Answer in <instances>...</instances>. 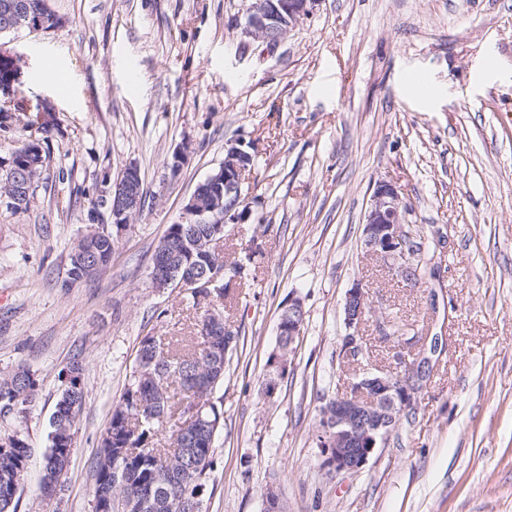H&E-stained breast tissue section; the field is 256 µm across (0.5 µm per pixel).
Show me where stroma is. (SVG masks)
Returning a JSON list of instances; mask_svg holds the SVG:
<instances>
[{
    "label": "stroma",
    "instance_id": "obj_1",
    "mask_svg": "<svg viewBox=\"0 0 512 512\" xmlns=\"http://www.w3.org/2000/svg\"><path fill=\"white\" fill-rule=\"evenodd\" d=\"M252 0H48V32L0 35L20 59L15 98L29 109L0 130V157L54 127L28 211L0 205V374L26 366L39 389L0 438L31 448L18 512H94L92 470L143 337L189 335L199 309L154 287L155 249L185 221L195 186L242 138L246 217L222 250L260 252L227 290L239 343L224 364V427L203 512H512V0H317L275 48L241 37ZM62 70L61 85L40 78ZM188 147L178 175L168 163ZM130 164L144 208L114 228L107 200ZM385 180L421 227L428 252L410 287L362 246ZM114 238L110 265L65 287L89 226ZM369 292L360 333L375 364L389 349L377 318H396L447 350L416 419L358 473L321 467V408L354 370L341 357L345 294ZM306 318L276 396L262 386L283 305ZM83 368L86 397L70 465L40 491L60 372Z\"/></svg>",
    "mask_w": 512,
    "mask_h": 512
}]
</instances>
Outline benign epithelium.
Here are the masks:
<instances>
[{"mask_svg": "<svg viewBox=\"0 0 512 512\" xmlns=\"http://www.w3.org/2000/svg\"><path fill=\"white\" fill-rule=\"evenodd\" d=\"M316 0H261L253 6L240 27L243 38L260 40L273 47L288 36L291 29L310 15ZM39 15H31L27 0L11 4L7 19L0 22V33L28 27L44 30L58 27L48 2L38 6ZM246 141L230 143L224 163L217 171L199 182L185 210L193 224H211L213 243L224 240V228L236 224L242 216L244 200L243 173L251 164L252 155L245 149ZM0 169L9 174L7 190L0 193V203L13 206L20 193L33 183V168L19 167L10 160L0 161ZM142 179L135 166H128L112 184L109 204L111 223L121 227L140 213ZM408 208L395 187L379 181L373 188L370 206L363 223V245L366 252L380 259L401 278H406L411 258L406 249L405 224ZM239 268L230 275L221 270L213 275L206 288L223 293L225 283H234L244 274ZM152 280L158 288H177L183 292L197 285V279L178 277L171 269L155 268ZM365 289L356 283L349 288L344 301V323L351 333L344 337L343 355L351 361L365 353L363 337L358 328L367 313ZM305 311L299 298L288 300V318L280 319L278 335H300ZM446 350L443 337L414 336L390 343L387 368H364L347 386L346 392L328 401L324 407V424L320 426L322 467L329 473L350 474L360 471L377 449L386 445L404 414L414 409L429 381L433 366ZM411 353L414 361L407 359Z\"/></svg>", "mask_w": 512, "mask_h": 512, "instance_id": "obj_1", "label": "benign epithelium"}]
</instances>
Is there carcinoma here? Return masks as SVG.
Instances as JSON below:
<instances>
[{
    "label": "carcinoma",
    "mask_w": 512,
    "mask_h": 512,
    "mask_svg": "<svg viewBox=\"0 0 512 512\" xmlns=\"http://www.w3.org/2000/svg\"><path fill=\"white\" fill-rule=\"evenodd\" d=\"M35 141L43 156H29L24 144L13 155L19 165H35L38 176L43 164L36 160L46 159V138ZM210 230L209 224H171L157 249L183 262V268L198 277L210 275L215 268L234 269L241 262L251 263L253 250L233 261L225 260L216 246L207 245ZM405 233L414 246L412 276L419 283L427 266L421 230L408 224ZM112 245V234L95 227L82 235L69 254L65 286L96 277L112 261ZM195 330L203 344L199 352L193 345L171 341L163 347L153 336H145L139 343L128 384L112 409L94 465L93 497L108 502V512H196V496L205 490L215 438L224 424L222 403L216 397L224 384V358L213 351L224 346L223 312L214 309L201 316ZM79 374L77 364L62 372L65 388L52 417L44 482L63 474L70 463L68 447L73 441L76 412L85 399ZM37 386L34 373L24 366L1 376L0 413H24ZM140 414L156 420L136 432L133 427ZM175 414L182 424L160 448L163 423ZM5 440L11 448L0 450V512H17L30 448L17 435L0 438V443Z\"/></svg>",
    "instance_id": "obj_1"
}]
</instances>
